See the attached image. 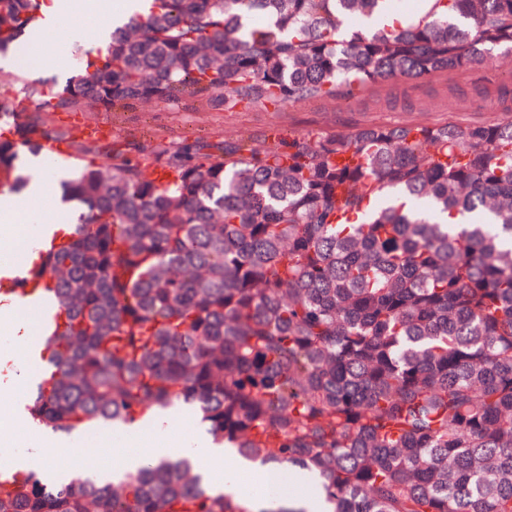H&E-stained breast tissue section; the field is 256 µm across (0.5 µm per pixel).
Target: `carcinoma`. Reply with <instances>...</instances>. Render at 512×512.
Here are the masks:
<instances>
[{"mask_svg":"<svg viewBox=\"0 0 512 512\" xmlns=\"http://www.w3.org/2000/svg\"><path fill=\"white\" fill-rule=\"evenodd\" d=\"M47 0H0V56ZM64 86L0 113V185L65 142L83 206L41 254L64 317L27 404L55 432L178 404L236 454L322 479L332 512H512V119L161 141L129 152L60 114L276 111L512 52V0H133ZM350 149L364 157L340 167ZM460 216L458 223L448 217ZM0 512H251L183 458L103 482L22 468Z\"/></svg>","mask_w":512,"mask_h":512,"instance_id":"obj_1","label":"carcinoma"}]
</instances>
